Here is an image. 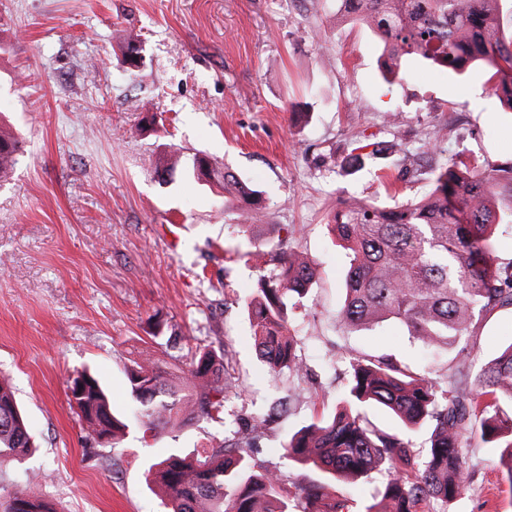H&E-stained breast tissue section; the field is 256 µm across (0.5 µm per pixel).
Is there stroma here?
<instances>
[{
    "label": "stroma",
    "mask_w": 512,
    "mask_h": 512,
    "mask_svg": "<svg viewBox=\"0 0 512 512\" xmlns=\"http://www.w3.org/2000/svg\"><path fill=\"white\" fill-rule=\"evenodd\" d=\"M338 12L337 0H0V127L21 146L0 180V377L39 442L24 464H0V502L35 471L59 512H165L147 461L223 445L212 421L146 443L135 432L114 448L89 440L67 395L83 368L125 412L131 360H187L225 341L245 385L227 418L293 396L259 442L290 490L325 478L279 447L342 397V354L444 373L447 353L398 323L350 333L336 322L346 257L327 223L339 202L384 201L381 177L395 172L387 159L355 170L343 159L380 140L413 146L419 130L439 126L435 163L452 151L510 160L512 115L487 96L480 69L459 80L409 61L386 83L379 38ZM131 38L143 48L138 77L117 57ZM147 111L155 125L143 126ZM387 112L400 113L397 128L384 126ZM163 152L183 164L165 180L155 173ZM198 153L263 191L269 243L298 244L316 263L291 318L310 369L302 381L272 380L257 357L243 301L262 271L223 191L187 173ZM511 343L510 309L480 325L475 351L485 361ZM466 454L473 479L448 512H512L494 455L480 445Z\"/></svg>",
    "instance_id": "obj_1"
}]
</instances>
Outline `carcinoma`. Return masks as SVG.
<instances>
[{"mask_svg":"<svg viewBox=\"0 0 512 512\" xmlns=\"http://www.w3.org/2000/svg\"><path fill=\"white\" fill-rule=\"evenodd\" d=\"M498 0H342L343 17L368 25L383 42L394 66L417 58L457 77L480 66L491 94L512 110V33L505 30ZM19 142L0 135V174L13 165ZM193 173H207L224 198L249 223L243 233L254 245L257 264L274 263L261 276L258 295L244 301L260 358L272 378L294 379L308 367L290 331L292 309L310 291L314 260L298 246L259 239L264 213L259 191L204 156ZM409 172L424 177L426 194L393 203L343 202L333 233L348 259L345 298L336 312L348 331L394 320L428 347L452 351L445 382L419 375L388 356L345 354L346 386L341 407L286 435L283 455L322 471L325 483H309L290 499L279 472L257 457L258 441L288 412L282 399L269 411L242 416L219 448L192 459L169 448L150 464L151 482L167 496L169 512H345V500L331 482H355L388 472L380 496L366 512H447L472 480L466 448L480 441L497 457L512 487V343L478 362L477 324L512 308V259L498 255L497 235L512 224V162L464 153L435 167L413 162ZM225 351L207 349L183 366L146 357L127 370L132 407L116 415L99 380L84 370L68 386L77 414L99 444H114L135 427L142 439L201 420H224L228 396L239 394V379L224 367ZM380 407L407 429L425 426L428 446L416 448L402 433L371 425L362 412ZM35 441L8 381L0 379V463L18 465ZM0 512H56L30 486L17 489Z\"/></svg>","mask_w":512,"mask_h":512,"instance_id":"cac0c4a2","label":"carcinoma"}]
</instances>
